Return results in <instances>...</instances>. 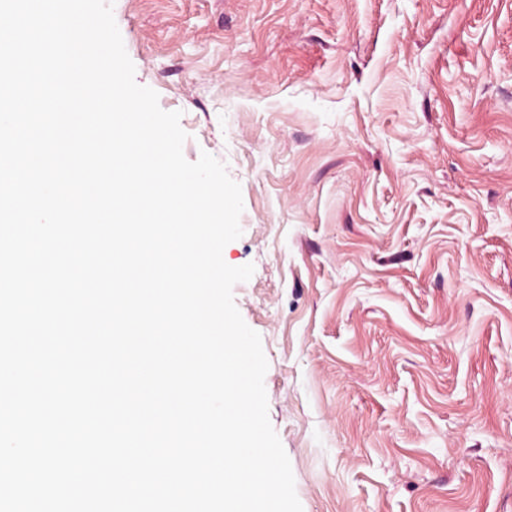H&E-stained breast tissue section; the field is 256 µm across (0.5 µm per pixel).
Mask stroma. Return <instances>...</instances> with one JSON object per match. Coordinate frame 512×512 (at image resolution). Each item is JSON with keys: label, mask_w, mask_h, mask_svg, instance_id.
<instances>
[{"label": "stroma", "mask_w": 512, "mask_h": 512, "mask_svg": "<svg viewBox=\"0 0 512 512\" xmlns=\"http://www.w3.org/2000/svg\"><path fill=\"white\" fill-rule=\"evenodd\" d=\"M242 189L303 512H512V0H113Z\"/></svg>", "instance_id": "35a3bbf8"}]
</instances>
